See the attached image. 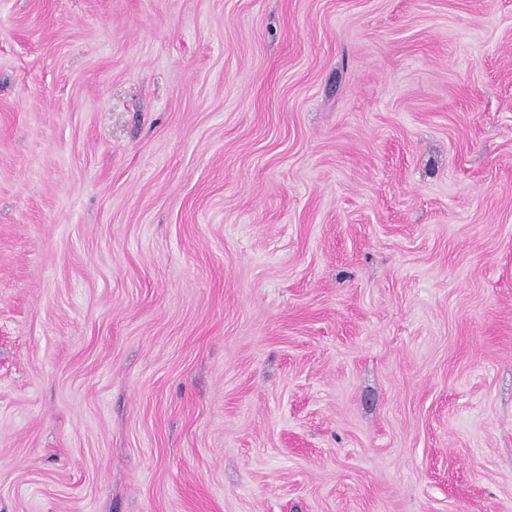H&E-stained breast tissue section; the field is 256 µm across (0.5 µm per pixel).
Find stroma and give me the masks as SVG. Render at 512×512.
<instances>
[{"label": "stroma", "mask_w": 512, "mask_h": 512, "mask_svg": "<svg viewBox=\"0 0 512 512\" xmlns=\"http://www.w3.org/2000/svg\"><path fill=\"white\" fill-rule=\"evenodd\" d=\"M0 512H512V0H0Z\"/></svg>", "instance_id": "1"}]
</instances>
